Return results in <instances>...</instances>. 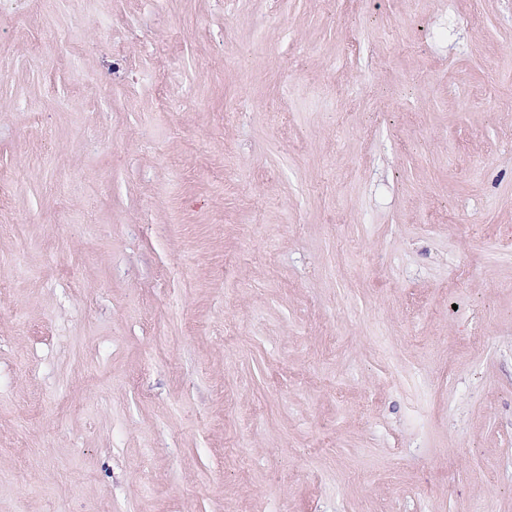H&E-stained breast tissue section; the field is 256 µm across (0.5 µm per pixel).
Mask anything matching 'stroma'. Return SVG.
I'll return each instance as SVG.
<instances>
[{"label": "stroma", "instance_id": "1", "mask_svg": "<svg viewBox=\"0 0 512 512\" xmlns=\"http://www.w3.org/2000/svg\"><path fill=\"white\" fill-rule=\"evenodd\" d=\"M0 512H512V0H0Z\"/></svg>", "mask_w": 512, "mask_h": 512}]
</instances>
